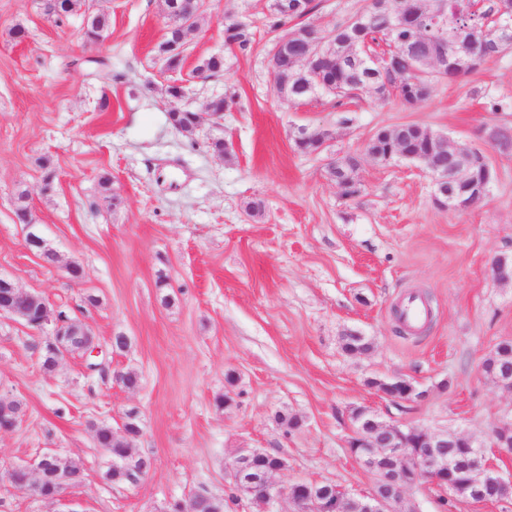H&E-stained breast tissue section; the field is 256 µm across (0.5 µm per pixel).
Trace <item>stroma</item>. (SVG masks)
Masks as SVG:
<instances>
[{"mask_svg":"<svg viewBox=\"0 0 512 512\" xmlns=\"http://www.w3.org/2000/svg\"><path fill=\"white\" fill-rule=\"evenodd\" d=\"M87 3L57 23L41 0H0V274L89 326L109 376L89 372L80 353L44 370L45 336L0 318V397L24 411L0 432V466L47 450L80 461L83 481L63 500L76 512H164L196 495L225 499L224 512H263L226 499L245 448L285 459L274 477L283 488H372L375 474L347 447L364 408L385 423L465 434L512 472V454L490 445L512 422V393L482 370L512 341V283L491 271L494 257L512 258V150L489 137L512 131V53L439 80L411 109L369 95L341 107L325 96L296 103L273 90L268 0H210L175 70L158 52L161 0ZM91 8L109 17L96 42L83 37ZM228 20L250 26L247 50L225 45ZM16 28L23 39L11 37ZM212 55L223 71L196 77ZM173 84L202 116L192 136L168 121ZM219 96L231 104L217 123L206 107ZM403 123L483 150L494 171L485 201L463 211L436 204L432 174L403 158H363L358 195L342 197L328 157L359 153L376 129ZM304 128L330 133L325 152L297 150ZM217 139L226 154L214 153ZM22 190L55 266L25 247ZM253 201L261 215L249 212ZM411 294L432 309L418 333L394 315ZM351 332L372 340L370 353L344 352ZM116 335L125 350L113 349ZM116 372L136 374L137 387L115 383ZM397 377L424 399L394 402L371 385ZM131 417L141 429L132 455L147 468L137 483H113L94 428L118 434ZM442 496L423 485L405 499L417 512H512V502L467 500L448 511Z\"/></svg>","mask_w":512,"mask_h":512,"instance_id":"obj_1","label":"stroma"}]
</instances>
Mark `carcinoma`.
Returning <instances> with one entry per match:
<instances>
[{
    "label": "carcinoma",
    "mask_w": 512,
    "mask_h": 512,
    "mask_svg": "<svg viewBox=\"0 0 512 512\" xmlns=\"http://www.w3.org/2000/svg\"><path fill=\"white\" fill-rule=\"evenodd\" d=\"M501 0H485L481 14L471 13L464 0H363V5L346 23L331 29L310 28L302 17L312 12L314 0H271L270 10L274 17L271 30L274 39L288 38V53L281 58L278 73L280 85L288 94V99L303 101L322 91L336 99V105L343 100H354L368 90L378 98L386 99L396 95L401 103L413 107L421 98L430 95L436 79L457 78L477 70L487 59L512 51V27L497 26L495 17L500 15ZM83 0H45L47 14L60 17L81 9ZM444 10L438 23L448 30V42L426 47L414 44L419 26H428L432 18L428 14ZM165 18L174 16H194L202 18L199 0H163ZM108 27V16L97 12L88 16L84 37L97 41ZM324 40L328 44L327 53L315 58L311 75L302 76L295 68V57L305 51L311 42ZM252 33L247 25L232 21L224 25V42L241 50L249 48ZM185 43L180 31L166 33L159 44V51L165 56L167 67L175 70L183 61ZM367 49L383 55L394 52L398 55V68L379 70L362 63L352 53V48ZM224 59L211 56L195 68L198 75H211L220 72ZM172 126L190 135L198 120L196 113L180 110L169 113ZM407 141L409 151L417 154L424 150L427 141L443 138L417 124ZM390 129L374 132L364 145V152L386 154L389 150ZM347 167L335 170V182L349 183L342 190L343 196L350 198L358 193L355 173L359 167L357 155L344 157ZM343 349L350 355H361L372 348V342L358 333L342 337ZM512 354V343L504 341L484 362V372L491 378L499 377L493 368L495 360ZM96 438L110 455L121 460L112 464L106 475L115 483H135L140 479L144 461H131L127 458L126 447L113 440L112 430L106 426L95 428Z\"/></svg>",
    "instance_id": "cac0c4a2"
}]
</instances>
